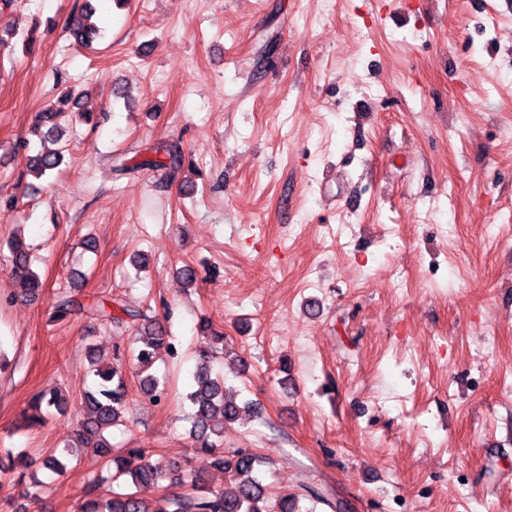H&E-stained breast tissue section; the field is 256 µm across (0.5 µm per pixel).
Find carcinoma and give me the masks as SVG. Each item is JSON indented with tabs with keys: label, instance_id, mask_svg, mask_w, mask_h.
I'll use <instances>...</instances> for the list:
<instances>
[{
	"label": "carcinoma",
	"instance_id": "obj_1",
	"mask_svg": "<svg viewBox=\"0 0 512 512\" xmlns=\"http://www.w3.org/2000/svg\"><path fill=\"white\" fill-rule=\"evenodd\" d=\"M95 9L91 0H85V9L72 23L71 32L75 41L82 44L98 35L99 29L92 22ZM68 91L59 100L60 106L49 107L40 113L34 130L45 129L41 143L53 144L42 148L31 156L30 171L41 178L51 174L61 165L66 146L61 144L57 121L66 115L65 104L72 98ZM162 153V160L146 159L131 166L121 163L116 170L126 172L142 167L162 166L177 172L184 164L185 155L176 143L154 148ZM32 255L29 247L22 242H10V273L23 283L28 294L34 296L41 287L38 275L32 270ZM117 313L106 309L105 303L83 304L69 292L57 295L49 313V320L61 321L72 316L89 315L103 325H120L126 321L137 323L131 358L138 376L140 390L148 402L158 405L166 399V390L159 378L149 369L160 354L174 355L175 344L167 326L150 316L146 310L118 298L115 301ZM201 337L208 345L195 372L192 374V390L188 392L192 412V438L198 443L196 457L201 460L198 467L189 466L183 473L169 475L160 471L152 462L151 455L144 448H116L106 439L104 433L125 424L129 410L127 372L115 354L111 362L104 361L96 353V347L87 345L85 357L87 372L94 377L93 387L85 391L79 400L83 421L75 434L76 441L67 444L61 452L52 450L41 456L40 467L57 475L67 470L73 455L93 452L106 459L112 467V479L128 477L134 489L85 500L80 512H299V497L295 494L271 495L262 483L261 473L265 461L260 455L238 449L224 454V424L236 421L240 406L226 393L224 379L211 374L210 364L224 358V333L212 329L208 321L200 324ZM69 401L58 391L39 394L30 405L32 414L29 424H41L45 418L68 411ZM219 469L229 474L233 488L215 492L203 484L205 469ZM168 482L167 490L157 497L150 496L152 489Z\"/></svg>",
	"mask_w": 512,
	"mask_h": 512
}]
</instances>
